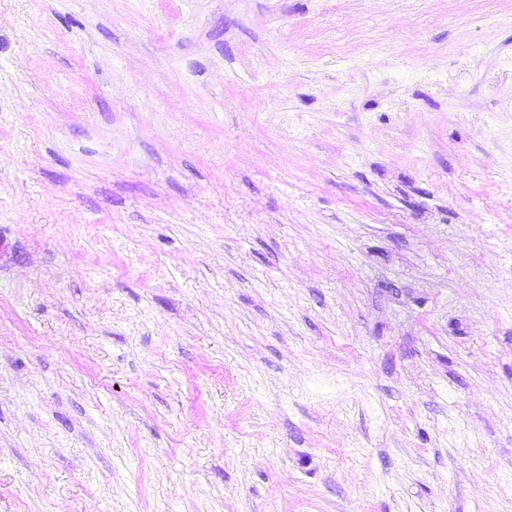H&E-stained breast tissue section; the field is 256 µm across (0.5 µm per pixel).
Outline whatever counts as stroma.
Masks as SVG:
<instances>
[{"label":"stroma","instance_id":"obj_1","mask_svg":"<svg viewBox=\"0 0 512 512\" xmlns=\"http://www.w3.org/2000/svg\"><path fill=\"white\" fill-rule=\"evenodd\" d=\"M0 512H512V0H0Z\"/></svg>","mask_w":512,"mask_h":512}]
</instances>
